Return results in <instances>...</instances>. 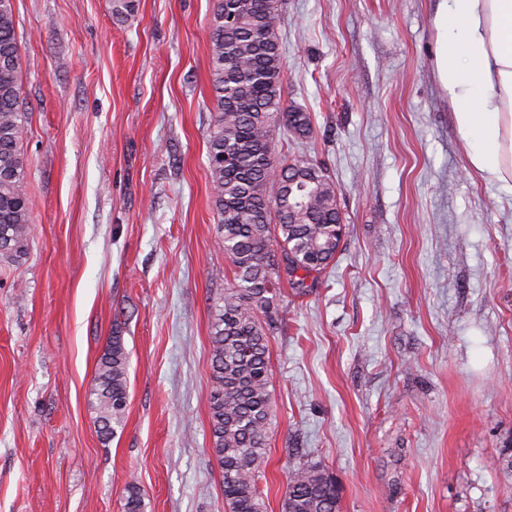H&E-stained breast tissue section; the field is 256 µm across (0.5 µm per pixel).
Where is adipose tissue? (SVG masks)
I'll return each mask as SVG.
<instances>
[{
	"mask_svg": "<svg viewBox=\"0 0 512 512\" xmlns=\"http://www.w3.org/2000/svg\"><path fill=\"white\" fill-rule=\"evenodd\" d=\"M435 69L472 169L512 196V0H439Z\"/></svg>",
	"mask_w": 512,
	"mask_h": 512,
	"instance_id": "adipose-tissue-1",
	"label": "adipose tissue"
}]
</instances>
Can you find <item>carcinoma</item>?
I'll use <instances>...</instances> for the list:
<instances>
[{"label":"carcinoma","instance_id":"cac0c4a2","mask_svg":"<svg viewBox=\"0 0 512 512\" xmlns=\"http://www.w3.org/2000/svg\"><path fill=\"white\" fill-rule=\"evenodd\" d=\"M283 0H213L210 21L214 92L208 166L218 231L233 282L212 298L209 342L212 454L224 484V512H266L259 487L267 460L273 370L269 335L282 277L305 281L336 257L343 219L336 187L307 159L274 164L271 132L303 139L310 114L284 107L276 35ZM29 107L21 93V43L13 0H0V255L24 251L29 236V159L23 148ZM128 356L121 337L100 357L94 378L100 435L109 439L128 405ZM136 482L123 512H143ZM281 512H340L336 477L325 467L288 472Z\"/></svg>","mask_w":512,"mask_h":512}]
</instances>
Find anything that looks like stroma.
Masks as SVG:
<instances>
[{"mask_svg":"<svg viewBox=\"0 0 512 512\" xmlns=\"http://www.w3.org/2000/svg\"><path fill=\"white\" fill-rule=\"evenodd\" d=\"M437 0H283L286 104L345 235L269 337L260 488L319 463L340 512H512V197L468 162L436 76ZM14 0L31 224L0 257V512H224L210 300L233 276L207 161L213 0ZM125 424L98 433L113 334Z\"/></svg>","mask_w":512,"mask_h":512,"instance_id":"stroma-1","label":"stroma"}]
</instances>
